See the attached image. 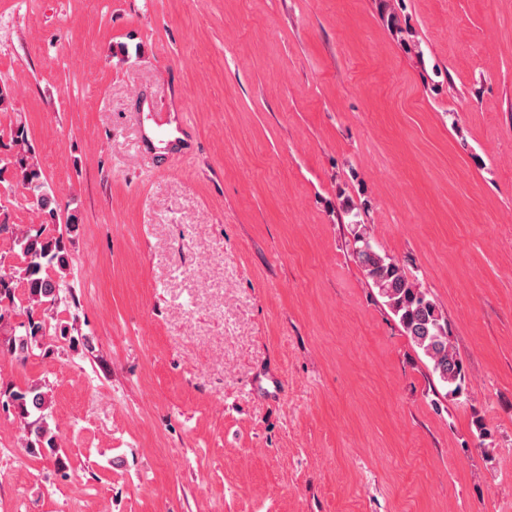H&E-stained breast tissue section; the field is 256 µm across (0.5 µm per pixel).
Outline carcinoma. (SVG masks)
Returning a JSON list of instances; mask_svg holds the SVG:
<instances>
[{"label": "carcinoma", "instance_id": "cac0c4a2", "mask_svg": "<svg viewBox=\"0 0 512 512\" xmlns=\"http://www.w3.org/2000/svg\"><path fill=\"white\" fill-rule=\"evenodd\" d=\"M22 187L30 199L36 222L21 229L0 206V354L24 365L43 349L51 336L50 312L66 299L69 261L62 236L49 234L59 224L60 206L29 143L26 125L17 120L8 143L0 140V183ZM354 263L362 270L404 334L429 362L433 376L458 397L466 390V372L452 346L448 319L418 279L395 257L372 244L367 225L352 223ZM23 289L27 306L18 310ZM52 397L46 385L31 381L20 391L0 389V409L11 412L23 431L25 452L31 456L58 455L59 444L48 419Z\"/></svg>", "mask_w": 512, "mask_h": 512}]
</instances>
